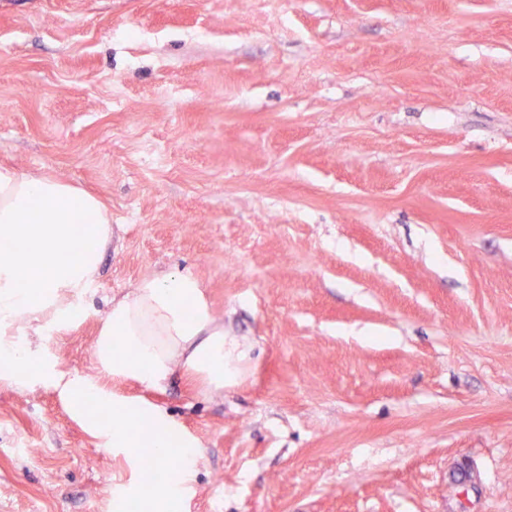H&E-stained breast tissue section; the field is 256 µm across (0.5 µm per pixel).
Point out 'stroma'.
I'll list each match as a JSON object with an SVG mask.
<instances>
[{
	"instance_id": "stroma-1",
	"label": "stroma",
	"mask_w": 512,
	"mask_h": 512,
	"mask_svg": "<svg viewBox=\"0 0 512 512\" xmlns=\"http://www.w3.org/2000/svg\"><path fill=\"white\" fill-rule=\"evenodd\" d=\"M0 166L112 212L58 369L181 269L245 347L143 392L202 444L190 512H512V0H0ZM123 477L0 385V512Z\"/></svg>"
}]
</instances>
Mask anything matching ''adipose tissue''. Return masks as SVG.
Segmentation results:
<instances>
[{"instance_id": "adipose-tissue-1", "label": "adipose tissue", "mask_w": 512, "mask_h": 512, "mask_svg": "<svg viewBox=\"0 0 512 512\" xmlns=\"http://www.w3.org/2000/svg\"><path fill=\"white\" fill-rule=\"evenodd\" d=\"M111 238L112 213L97 196L56 178L0 168V383L54 387L72 420L124 460L130 476L116 489L113 512H131L145 499L152 512H187L198 440L163 406L112 391L100 378L161 391L179 373L222 392L246 352L225 336L200 279L188 270L151 275L113 299L93 344L96 378L61 372L40 344L16 340L18 332L38 335L78 318V302L97 281ZM20 252L26 265L17 262ZM96 405L111 409V423L97 419ZM149 466L166 474L152 488L140 481Z\"/></svg>"}]
</instances>
